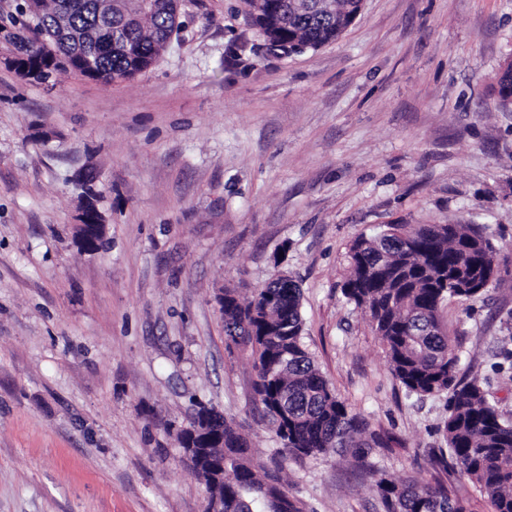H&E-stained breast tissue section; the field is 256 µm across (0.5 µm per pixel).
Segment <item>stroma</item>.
Returning <instances> with one entry per match:
<instances>
[{"label": "stroma", "mask_w": 512, "mask_h": 512, "mask_svg": "<svg viewBox=\"0 0 512 512\" xmlns=\"http://www.w3.org/2000/svg\"><path fill=\"white\" fill-rule=\"evenodd\" d=\"M132 80H21L0 40V512H204L175 434L198 405L241 425L306 512H385L381 477L478 487L432 465L447 395L407 394L347 303V251L383 224H473L500 280L441 315L460 373L512 336V0H364L342 37L279 56L242 0H178ZM110 218L76 238L80 174ZM286 274L303 342L384 446L286 458L229 355L216 289Z\"/></svg>", "instance_id": "stroma-1"}]
</instances>
